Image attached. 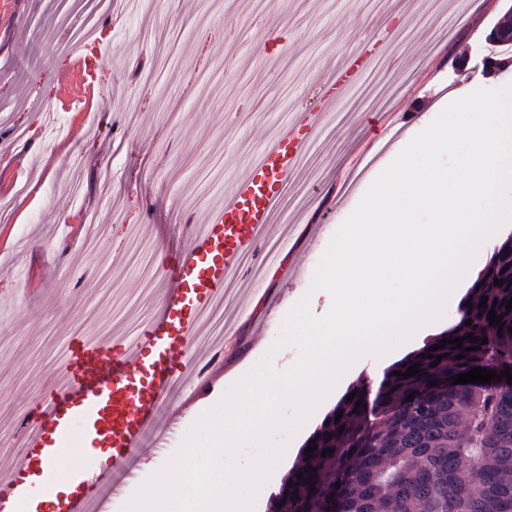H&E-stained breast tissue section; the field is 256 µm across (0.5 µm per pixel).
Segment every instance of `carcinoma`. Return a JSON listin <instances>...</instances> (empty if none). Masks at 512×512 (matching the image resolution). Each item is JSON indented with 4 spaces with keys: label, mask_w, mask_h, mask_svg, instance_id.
Wrapping results in <instances>:
<instances>
[{
    "label": "carcinoma",
    "mask_w": 512,
    "mask_h": 512,
    "mask_svg": "<svg viewBox=\"0 0 512 512\" xmlns=\"http://www.w3.org/2000/svg\"><path fill=\"white\" fill-rule=\"evenodd\" d=\"M511 299L512 236L468 289L458 322L384 368L378 382L361 380L337 401L303 445L317 450L299 455L269 512H512V384L446 383L475 368L512 371ZM492 309L504 315V327L490 324ZM469 333L479 341L466 339ZM460 337V348L447 343L431 351ZM413 366L420 373L394 375ZM327 449L333 453L325 456Z\"/></svg>",
    "instance_id": "carcinoma-1"
}]
</instances>
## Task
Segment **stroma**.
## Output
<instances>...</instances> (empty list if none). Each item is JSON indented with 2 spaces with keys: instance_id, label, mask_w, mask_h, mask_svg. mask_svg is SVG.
<instances>
[{
  "instance_id": "1",
  "label": "stroma",
  "mask_w": 512,
  "mask_h": 512,
  "mask_svg": "<svg viewBox=\"0 0 512 512\" xmlns=\"http://www.w3.org/2000/svg\"><path fill=\"white\" fill-rule=\"evenodd\" d=\"M59 0H0V428L37 415L75 339L130 342L157 312L161 269L187 228L205 223L233 183L244 180L261 148L289 114L311 107L315 78L351 50L362 72L318 126L299 173L276 211L263 250L303 241L289 255L294 277H242L227 285L223 370L199 391H182L155 430L172 417L180 434L144 449L122 497L125 512L160 468L169 467L192 429L217 416L214 400L241 395L264 359L292 366L295 347L278 346L282 325L308 291L340 225L400 151L450 103L459 88L512 84L476 71L502 0H138L104 15L95 56L101 96L89 116L53 109L57 73L68 63ZM404 130L386 142L381 114ZM378 158L361 161L368 144ZM112 172V193L99 185ZM76 184L81 195L68 192ZM91 210L102 225L86 249L69 214ZM468 283H457L444 314L388 353L393 364L448 329ZM322 414L295 433L272 435L287 449L268 489L276 491Z\"/></svg>"
}]
</instances>
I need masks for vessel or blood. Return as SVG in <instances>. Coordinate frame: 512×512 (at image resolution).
Here are the masks:
<instances>
[{
	"label": "vessel or blood",
	"mask_w": 512,
	"mask_h": 512,
	"mask_svg": "<svg viewBox=\"0 0 512 512\" xmlns=\"http://www.w3.org/2000/svg\"><path fill=\"white\" fill-rule=\"evenodd\" d=\"M91 62L76 57L62 75V107L95 92ZM354 56L320 77L327 108L357 78ZM318 114L295 118L261 151L247 178L163 268L157 316L129 343L77 341L35 421L19 462L0 474V512H88L116 474L137 461L174 384L205 386L223 357L196 345L205 316L244 256L268 237L276 207L298 169ZM77 462L60 468L69 449Z\"/></svg>",
	"instance_id": "obj_1"
}]
</instances>
